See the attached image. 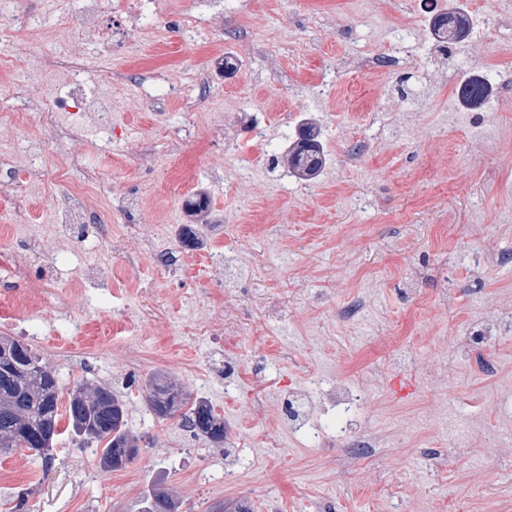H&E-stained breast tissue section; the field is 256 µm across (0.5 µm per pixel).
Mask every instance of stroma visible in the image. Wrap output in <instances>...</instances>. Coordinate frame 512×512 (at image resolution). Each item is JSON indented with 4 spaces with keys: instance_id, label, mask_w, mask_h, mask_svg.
I'll list each match as a JSON object with an SVG mask.
<instances>
[{
    "instance_id": "obj_1",
    "label": "stroma",
    "mask_w": 512,
    "mask_h": 512,
    "mask_svg": "<svg viewBox=\"0 0 512 512\" xmlns=\"http://www.w3.org/2000/svg\"><path fill=\"white\" fill-rule=\"evenodd\" d=\"M421 2L206 0L194 36L163 16L95 53L28 0L45 51L65 45L111 101L114 135L104 144L85 125L72 168L51 132L0 125L14 147L5 163L24 165L32 136L47 144V179L22 187L23 237L39 241L54 284L21 310L0 281V336L29 343L62 393L109 385L142 443L117 471L66 428L50 458L0 452V512L22 496L28 512H141L159 488L180 512H512V415L500 413L512 397V98L473 107L456 94L475 72L512 77V27L500 23L512 0H470L492 26L451 52ZM392 51L397 69L363 68ZM30 96L54 93L0 67V113ZM305 122L327 155L308 182L285 162ZM89 169L101 187L89 205H111L124 251L83 225L58 239L41 222ZM199 196L201 244L187 249L179 232ZM145 239L174 265L125 270ZM356 300L365 312L350 324ZM480 325L502 331L494 378L455 345ZM154 374L213 405L224 447L150 411L140 388ZM289 383L314 404L309 432L280 410ZM340 384L361 391L359 413L327 408ZM353 427L381 436L372 457L348 456L339 433Z\"/></svg>"
}]
</instances>
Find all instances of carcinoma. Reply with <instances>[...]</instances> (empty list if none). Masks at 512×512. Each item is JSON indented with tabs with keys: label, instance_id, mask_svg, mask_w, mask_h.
Masks as SVG:
<instances>
[{
	"label": "carcinoma",
	"instance_id": "1",
	"mask_svg": "<svg viewBox=\"0 0 512 512\" xmlns=\"http://www.w3.org/2000/svg\"><path fill=\"white\" fill-rule=\"evenodd\" d=\"M467 30V19L460 11H450L433 21L436 36L459 39ZM457 95L470 104H482L490 95L488 81L471 77L461 82ZM288 172L302 180L317 178L326 164L318 132L311 124L288 149ZM42 359L32 348L13 338H0V449H26L47 457L59 435L58 422L66 415L72 432L86 443L102 445L99 463L105 469L125 468L127 450L139 447V439L126 429V402L106 384L91 389L77 388L68 394L65 413H59V384L38 369ZM169 379L157 374L146 381L144 396L156 417L168 419L175 403L182 410L183 427L193 437L203 438L220 447L224 445V418L205 399H190L181 393L169 397L176 389ZM176 500L164 492H155L141 512H178Z\"/></svg>",
	"mask_w": 512,
	"mask_h": 512
}]
</instances>
